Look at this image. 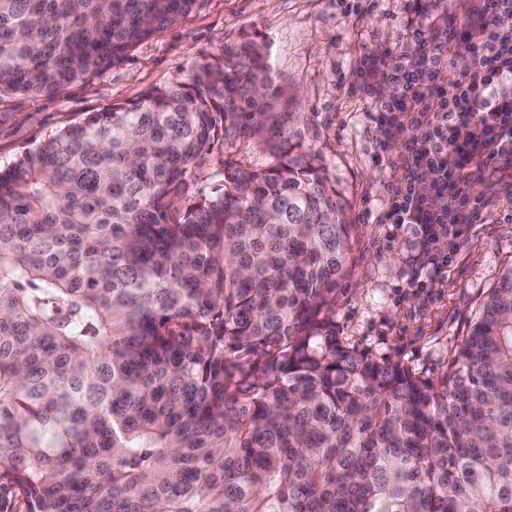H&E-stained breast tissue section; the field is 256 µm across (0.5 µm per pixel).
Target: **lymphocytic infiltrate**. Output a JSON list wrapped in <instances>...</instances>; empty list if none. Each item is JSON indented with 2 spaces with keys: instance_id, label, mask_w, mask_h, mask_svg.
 Masks as SVG:
<instances>
[{
  "instance_id": "1",
  "label": "lymphocytic infiltrate",
  "mask_w": 512,
  "mask_h": 512,
  "mask_svg": "<svg viewBox=\"0 0 512 512\" xmlns=\"http://www.w3.org/2000/svg\"><path fill=\"white\" fill-rule=\"evenodd\" d=\"M407 42L394 70L361 65V91L370 98V119L384 127V150H397L401 175L390 185L384 221L409 226L433 266L447 265L436 252L440 238L456 249L466 225L474 223L487 176L503 174L501 194L512 205V0H481L463 28L447 19H408ZM469 42L472 59L452 90L434 87L456 40ZM395 83L391 99L374 87Z\"/></svg>"
}]
</instances>
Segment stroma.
<instances>
[{
	"instance_id": "obj_1",
	"label": "stroma",
	"mask_w": 512,
	"mask_h": 512,
	"mask_svg": "<svg viewBox=\"0 0 512 512\" xmlns=\"http://www.w3.org/2000/svg\"><path fill=\"white\" fill-rule=\"evenodd\" d=\"M412 7V0H203L91 80L55 95L1 97L0 166L87 113L188 81L195 63L219 53L225 42L265 37L282 109L306 116L305 139L335 178L354 224L335 291L339 338L364 357L439 378L450 371L502 271L512 266V208L488 184L476 222L437 271L420 267L408 227L381 221L387 187L400 171L377 159L385 132L369 120L370 103L353 70L363 60L394 65L387 51L402 43ZM260 158L250 140L217 142L203 171L227 161L248 168ZM418 274L425 288L413 287Z\"/></svg>"
}]
</instances>
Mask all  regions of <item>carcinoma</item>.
Returning a JSON list of instances; mask_svg holds the SVG:
<instances>
[{"mask_svg":"<svg viewBox=\"0 0 512 512\" xmlns=\"http://www.w3.org/2000/svg\"><path fill=\"white\" fill-rule=\"evenodd\" d=\"M200 0H0V96L58 94ZM268 45L0 167V489L29 512H512V267L434 381L336 336L353 225ZM259 138L258 168L214 142ZM263 156V153L259 151L257 143L251 140L241 138L236 144H229L228 146L221 142H215L210 154L207 156V161L203 169L197 171L194 176H192V181L188 179V184L192 187V182L196 181V177L202 174L203 177L198 179L201 184L202 180H205L207 175L220 167L224 161L229 160L230 162L236 163L237 166L249 168L255 166V163L259 162L260 158Z\"/></svg>","mask_w":512,"mask_h":512,"instance_id":"cac0c4a2","label":"carcinoma"}]
</instances>
